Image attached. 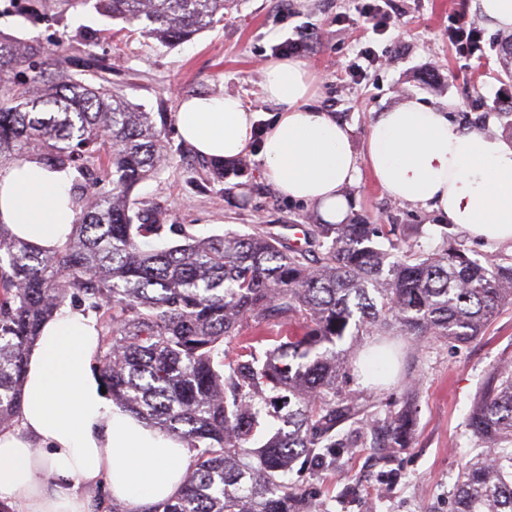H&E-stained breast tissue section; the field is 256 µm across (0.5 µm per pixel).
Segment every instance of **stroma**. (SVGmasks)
Segmentation results:
<instances>
[{
    "label": "stroma",
    "instance_id": "35a3bbf8",
    "mask_svg": "<svg viewBox=\"0 0 512 512\" xmlns=\"http://www.w3.org/2000/svg\"><path fill=\"white\" fill-rule=\"evenodd\" d=\"M58 24H32L2 16L0 31L20 40L41 42L57 71L71 61L95 56L98 72L113 89L149 112L163 113L171 150L156 178L140 184L134 198L153 207L160 223L184 226L198 236L255 226L304 245L302 225L319 223L314 207L285 200L261 181V161L245 157L242 175L223 182L205 179L206 159L180 138L173 123L182 98L230 93L259 112H274L262 93L261 66L273 58L274 45L306 33L310 49L303 61L315 78L311 103L353 129V145L363 149L376 113L413 97L439 107L456 122L512 140V120L499 115L497 103L512 101V81L500 80L505 33L490 26L470 0H396L395 23L383 35L348 22L358 0H228L223 21L192 39L175 44L142 36L122 21L105 22L93 10H62ZM465 13L477 34L478 48L464 54L448 38L458 13ZM372 47L378 58L361 83L346 75L359 50ZM360 215L398 225L416 250L430 253L459 243L482 265L512 257V248L491 246L466 229L437 219L418 205L392 199L369 172L348 188ZM386 349L375 338L356 345L344 340L353 365L340 387L374 399L378 410L400 409L404 391L417 408L413 447L340 448L336 463L321 475L291 469L285 475L328 512H453V487L465 464L482 450L467 429V417L480 398L487 376L512 363V308L504 309L468 344L443 338L422 343L391 334Z\"/></svg>",
    "mask_w": 512,
    "mask_h": 512
}]
</instances>
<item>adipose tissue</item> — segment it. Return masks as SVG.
<instances>
[{
  "instance_id": "obj_1",
  "label": "adipose tissue",
  "mask_w": 512,
  "mask_h": 512,
  "mask_svg": "<svg viewBox=\"0 0 512 512\" xmlns=\"http://www.w3.org/2000/svg\"><path fill=\"white\" fill-rule=\"evenodd\" d=\"M262 90L279 112L261 116L232 94L193 96L176 112V128L217 164L257 152L261 178L324 222H346L355 206L347 188L366 169L391 198L512 245V141L405 98L377 113L359 152L348 125L309 106L305 63L264 62ZM69 189L65 173L32 161L0 169V223L56 249L76 220ZM99 356L96 323L81 309L61 307L43 324L28 355L19 426L0 432V504L9 512H92L98 488L146 512L179 492L191 448L102 394Z\"/></svg>"
}]
</instances>
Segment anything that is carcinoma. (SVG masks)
I'll return each mask as SVG.
<instances>
[{
    "instance_id": "carcinoma-1",
    "label": "carcinoma",
    "mask_w": 512,
    "mask_h": 512,
    "mask_svg": "<svg viewBox=\"0 0 512 512\" xmlns=\"http://www.w3.org/2000/svg\"><path fill=\"white\" fill-rule=\"evenodd\" d=\"M226 0H95L110 20L145 22L164 43L191 39L224 20ZM46 0H22L32 22ZM45 48L0 32V74L28 65L29 81L0 80V169L36 161L71 179L76 221L45 251L0 224V431L18 422L26 358L41 325L66 303L98 315L101 376L112 402L184 441L197 459L179 493L148 512H311L281 480L297 461L320 471L350 444L339 427L360 424L376 448H409V407L380 416L337 388L345 337L396 329L421 339L468 343L512 307V263L485 267L454 246L420 255L395 224H307L305 246L257 227L144 249L165 225L131 195L163 168L165 126L107 82L54 77ZM108 179L112 189H90ZM288 321L287 340L256 354L263 325ZM254 329L225 359L224 341ZM292 396L270 411L274 394ZM280 427L251 441L265 417ZM471 433L494 451L467 463L454 512H512V370L495 372L468 415Z\"/></svg>"
}]
</instances>
